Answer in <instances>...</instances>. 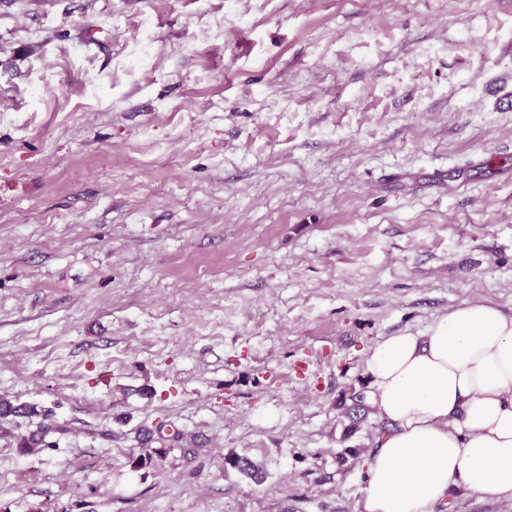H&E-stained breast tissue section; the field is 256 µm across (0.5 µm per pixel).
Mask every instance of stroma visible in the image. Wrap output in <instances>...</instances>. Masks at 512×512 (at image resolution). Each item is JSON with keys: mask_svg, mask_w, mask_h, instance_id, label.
Segmentation results:
<instances>
[{"mask_svg": "<svg viewBox=\"0 0 512 512\" xmlns=\"http://www.w3.org/2000/svg\"><path fill=\"white\" fill-rule=\"evenodd\" d=\"M465 303L512 0H0V512H357L371 348Z\"/></svg>", "mask_w": 512, "mask_h": 512, "instance_id": "35a3bbf8", "label": "stroma"}]
</instances>
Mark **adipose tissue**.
<instances>
[{
	"label": "adipose tissue",
	"instance_id": "obj_1",
	"mask_svg": "<svg viewBox=\"0 0 512 512\" xmlns=\"http://www.w3.org/2000/svg\"><path fill=\"white\" fill-rule=\"evenodd\" d=\"M365 373L387 427L361 463L362 512H447L455 489L512 501V316L460 305L377 343Z\"/></svg>",
	"mask_w": 512,
	"mask_h": 512
}]
</instances>
